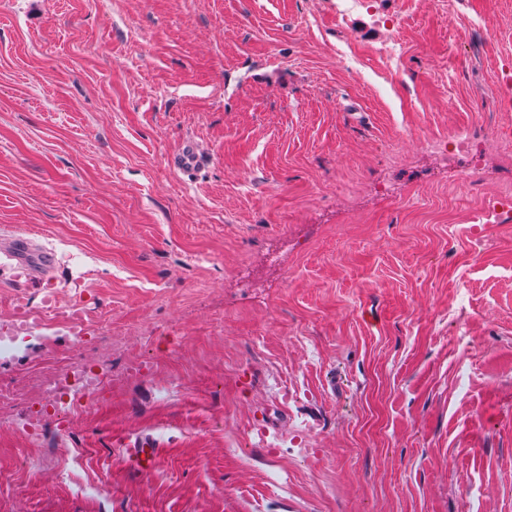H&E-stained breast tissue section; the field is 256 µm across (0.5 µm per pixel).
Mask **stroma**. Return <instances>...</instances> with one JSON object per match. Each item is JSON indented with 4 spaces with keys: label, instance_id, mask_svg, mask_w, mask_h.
Instances as JSON below:
<instances>
[{
    "label": "stroma",
    "instance_id": "1",
    "mask_svg": "<svg viewBox=\"0 0 512 512\" xmlns=\"http://www.w3.org/2000/svg\"><path fill=\"white\" fill-rule=\"evenodd\" d=\"M338 3L0 0V512H512V0ZM168 165L187 179L193 178L199 171L212 162L210 154L201 144L192 138L182 141L179 148L169 155ZM429 147L441 156L443 167L448 172V168L453 170L458 168L461 158L467 151L468 143L465 138H458L451 142H448V139H437ZM12 250L7 255L10 261V269L14 270L15 277L25 278V283H32L39 279L40 272L56 266V258L53 252L35 249L33 240L15 237L10 240ZM74 373L77 376L75 392L79 398L88 401L97 392H99L106 383V380L100 373H92L84 367L75 368Z\"/></svg>",
    "mask_w": 512,
    "mask_h": 512
}]
</instances>
